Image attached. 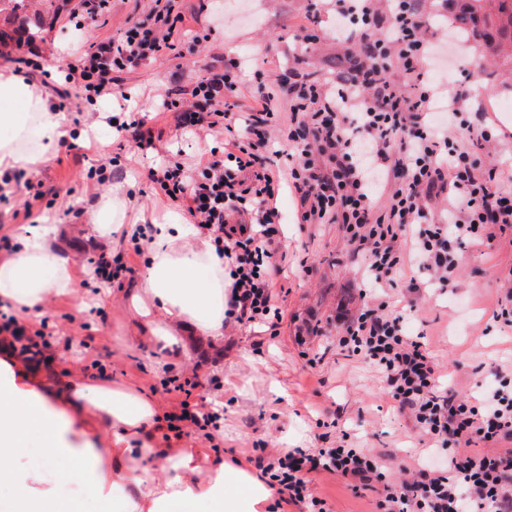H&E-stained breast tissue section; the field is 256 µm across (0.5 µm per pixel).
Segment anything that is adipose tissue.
<instances>
[{
  "mask_svg": "<svg viewBox=\"0 0 512 512\" xmlns=\"http://www.w3.org/2000/svg\"><path fill=\"white\" fill-rule=\"evenodd\" d=\"M0 101L18 111L0 113V127H26L36 109L38 153L0 140V173L48 161L70 128L46 98L0 70ZM149 261L130 295L135 319L149 340L162 326L183 325L213 339L224 334L230 279L210 238L184 224H152ZM54 224L17 228L18 246L0 264V300L21 316L37 317L50 297L77 285L78 277L53 248ZM157 403L131 387L83 373L52 386L22 361L0 359V512H80L86 499L113 512H270L273 491L251 468L224 460L209 448H168L155 438ZM43 432L44 462L31 466L24 436ZM75 489L63 498L61 485Z\"/></svg>",
  "mask_w": 512,
  "mask_h": 512,
  "instance_id": "ef3b65f1",
  "label": "adipose tissue"
}]
</instances>
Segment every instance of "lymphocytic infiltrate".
Segmentation results:
<instances>
[{
    "label": "lymphocytic infiltrate",
    "mask_w": 512,
    "mask_h": 512,
    "mask_svg": "<svg viewBox=\"0 0 512 512\" xmlns=\"http://www.w3.org/2000/svg\"><path fill=\"white\" fill-rule=\"evenodd\" d=\"M336 17L369 46L349 88L296 70L286 87L293 102L288 116L276 111L274 92L263 81L252 88L259 109L241 113L219 95L237 90L245 62L208 71L189 100L167 96L158 108L171 114L176 134L211 140L212 148L190 164L162 159L148 178L184 207L223 257L231 279L228 319L265 326L273 337L283 320L277 284L286 256L276 207L282 188L297 196L300 223L341 225L361 258L371 300L345 320L336 344L380 372L388 396L429 448L450 452L447 468L420 463L411 480L393 482L363 448H292L272 455L258 448L254 463L275 494L273 512L298 504L307 512H332L314 489L317 473L339 476L356 491L381 484V512H512V453L495 450L512 442V372L489 364L494 384L461 399L442 383L427 342L408 333L404 312L385 298L387 289L407 281L405 307L414 309L421 289L454 287L464 243H491L512 230V189L496 168H482L473 156L474 147L492 137L488 117L470 111L467 88L427 79L433 46L420 34L427 19L417 0H391L384 27L374 0H336ZM182 23L175 0H164L119 40L79 42L61 67L65 80L76 83L79 99L89 103L124 97L115 73L175 53ZM393 63L412 81L415 95L388 80ZM438 103L445 118L434 121L430 114ZM455 129L464 139L452 137ZM281 140L297 155L287 172L277 162ZM409 266L416 277L406 278ZM53 340L47 322L34 326L0 310V355L39 365ZM160 385L172 399L163 441L191 435L215 441L216 417L195 400L198 375H173Z\"/></svg>",
    "instance_id": "lymphocytic-infiltrate-1"
}]
</instances>
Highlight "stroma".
<instances>
[{
  "label": "stroma",
  "instance_id": "stroma-1",
  "mask_svg": "<svg viewBox=\"0 0 512 512\" xmlns=\"http://www.w3.org/2000/svg\"><path fill=\"white\" fill-rule=\"evenodd\" d=\"M215 8L201 10L200 0H177L189 28L180 56L167 55L119 73L139 111L160 133V156L180 152L182 161L199 158L207 142L186 135L175 137L166 117L156 116L157 100L169 93H186L206 69H221L233 59L245 60L246 72L229 102L235 111L255 106L254 77L276 83L293 66L327 80L343 81L350 62L347 45L336 29V15L325 0H215ZM79 0H27L18 16L0 14V69L16 56L41 55L46 68L60 66L74 35L92 42L117 40L128 21L145 17L154 0H112L110 16L74 19ZM429 19L423 30L434 41L437 59L446 67L448 84L472 89L473 105L490 116L493 137L475 155L486 167H497L502 180H512V80H486L482 49L472 39H459L440 16V0H422ZM36 28L26 38L25 28ZM118 103L84 105L82 113L60 110L65 122H77L95 140L61 145L47 162L25 170L24 184L10 201L0 202V235L25 223L28 184L40 185L44 199L34 216L50 215L60 226L57 251L80 272V297H51L44 308L55 326L57 341L44 373L59 381L70 370H85L92 359L107 364L113 379L151 393L153 385L173 373L197 370L219 382L206 390V403L222 402L224 457L246 461L258 443L277 448H318L321 434L330 441L347 440L355 448L377 455L391 480L402 477V465L427 457L430 465L448 459L444 450L426 451L410 419L401 416L383 393L380 373L368 362L346 356L336 345L344 320L362 303L359 262L347 248L337 224H301L297 200L290 190L278 199L287 258L283 264L288 295L283 303L280 334L269 337L264 327L230 322L224 337L213 340L180 332L170 347L159 349L133 337L128 294L144 271V255L134 254L131 241L111 246L90 218L93 209L119 203L127 214L144 223L165 216L179 223L189 218L179 204L153 191L147 178L151 164L132 143L116 133L111 116ZM106 165L109 181L97 183L88 173ZM123 255L132 267L112 283L96 280L92 258L103 251ZM512 271V241L493 245L469 243L459 255L454 288L441 293L424 291L417 301L408 331L422 335L442 366L445 382L461 397L481 393L487 373L480 363L512 365V329L492 317L499 279ZM320 352L321 361L308 366L306 356ZM243 388L229 391L228 383ZM318 493L333 512H379V496L371 490L352 491L330 474L315 477Z\"/></svg>",
  "mask_w": 512,
  "mask_h": 512
}]
</instances>
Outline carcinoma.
Wrapping results in <instances>:
<instances>
[{"instance_id": "carcinoma-1", "label": "carcinoma", "mask_w": 512, "mask_h": 512, "mask_svg": "<svg viewBox=\"0 0 512 512\" xmlns=\"http://www.w3.org/2000/svg\"><path fill=\"white\" fill-rule=\"evenodd\" d=\"M449 26L477 38L492 57L512 71V0H445Z\"/></svg>"}]
</instances>
